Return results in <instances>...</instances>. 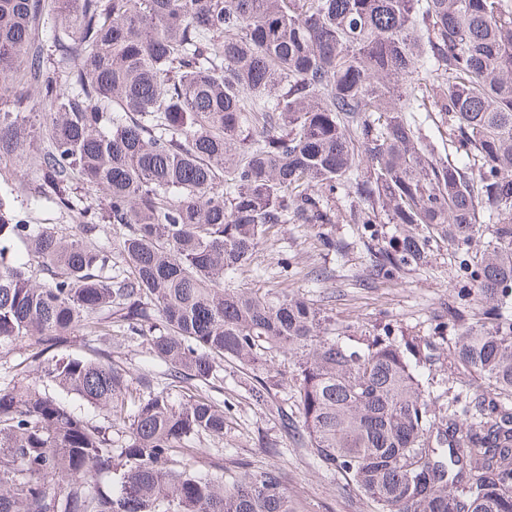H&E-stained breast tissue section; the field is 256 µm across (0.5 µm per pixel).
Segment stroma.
Returning <instances> with one entry per match:
<instances>
[{
    "instance_id": "stroma-1",
    "label": "stroma",
    "mask_w": 512,
    "mask_h": 512,
    "mask_svg": "<svg viewBox=\"0 0 512 512\" xmlns=\"http://www.w3.org/2000/svg\"><path fill=\"white\" fill-rule=\"evenodd\" d=\"M8 181L12 192L4 202L18 219L26 224H50L75 232L81 222L78 214L45 203L30 204V188L38 185L42 175L32 162L18 166L0 164V180ZM327 233L348 242L343 255L324 251L315 228L307 224H285L280 227L274 245L261 246L256 271L238 278L244 288H285L307 295L331 308L337 322L351 326L356 334L371 335L384 331L396 337H414L430 345V369L433 379L449 376L448 336L457 325L448 310L461 306L463 292L471 279L459 262L464 247L453 243L438 244L426 269L407 271L386 280L373 276L379 250L388 241L394 227L390 224H349L339 222L327 226ZM62 352L92 355L94 351L111 354L131 378L151 372L156 387H164L163 367L154 365L145 338L120 336L107 341H87L82 333L71 335L61 346ZM213 397L226 405L228 426L224 437L204 443L199 454L201 465L221 462L234 469L245 461L252 468H279L298 512H372L365 499L346 491L343 476L318 467L309 450L300 441L286 435L274 418L271 408L289 407L287 389L275 392L272 406L253 402L242 373L225 368L224 384L214 389ZM277 444L280 456L266 453L265 443Z\"/></svg>"
}]
</instances>
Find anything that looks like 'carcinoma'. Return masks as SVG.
<instances>
[{
    "instance_id": "1",
    "label": "carcinoma",
    "mask_w": 512,
    "mask_h": 512,
    "mask_svg": "<svg viewBox=\"0 0 512 512\" xmlns=\"http://www.w3.org/2000/svg\"><path fill=\"white\" fill-rule=\"evenodd\" d=\"M39 136L34 201L83 221L76 237L0 202V342L43 365L0 388V512H295L277 468L197 467L224 438L226 366L255 371L259 402L287 386L283 431L373 512H512V0H0V162ZM341 218L395 225L384 279L480 242L489 309L448 339L447 406L417 339H361L302 294L236 284L281 225ZM76 332L148 337L168 386L49 355Z\"/></svg>"
}]
</instances>
